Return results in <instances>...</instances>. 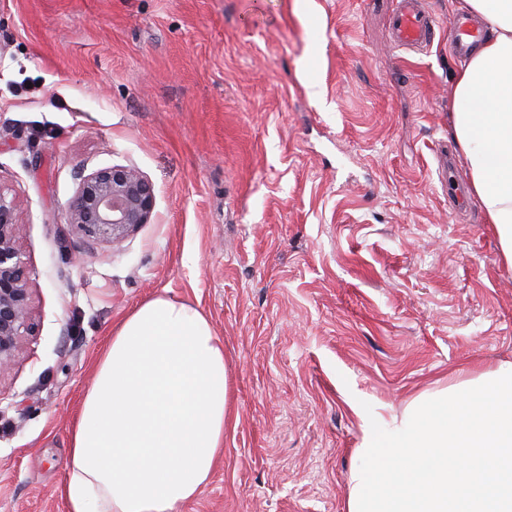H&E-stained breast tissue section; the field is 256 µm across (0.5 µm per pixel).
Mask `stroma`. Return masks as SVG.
Masks as SVG:
<instances>
[{"label":"stroma","instance_id":"obj_1","mask_svg":"<svg viewBox=\"0 0 512 512\" xmlns=\"http://www.w3.org/2000/svg\"><path fill=\"white\" fill-rule=\"evenodd\" d=\"M0 0V188L17 196L31 321L0 374V512H65L69 428L117 322L158 295L224 341L238 424L181 512H346L363 421L512 362V269L474 196L450 203L455 0L430 49L393 0ZM129 166L151 223L66 220ZM151 180L137 169L113 165L82 179L67 207V222L99 241L120 244L150 223L155 209Z\"/></svg>","mask_w":512,"mask_h":512}]
</instances>
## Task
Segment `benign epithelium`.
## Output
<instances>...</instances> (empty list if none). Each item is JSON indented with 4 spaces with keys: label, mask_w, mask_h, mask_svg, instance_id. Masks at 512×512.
I'll return each instance as SVG.
<instances>
[{
    "label": "benign epithelium",
    "mask_w": 512,
    "mask_h": 512,
    "mask_svg": "<svg viewBox=\"0 0 512 512\" xmlns=\"http://www.w3.org/2000/svg\"><path fill=\"white\" fill-rule=\"evenodd\" d=\"M151 180L137 169L113 165L82 179L67 207V223L99 241L119 244L155 209ZM16 198L0 190V373L10 369L28 333L31 292L29 270L19 248L21 225Z\"/></svg>",
    "instance_id": "7a95c632"
}]
</instances>
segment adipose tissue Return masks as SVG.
I'll return each instance as SVG.
<instances>
[{
  "instance_id": "obj_1",
  "label": "adipose tissue",
  "mask_w": 512,
  "mask_h": 512,
  "mask_svg": "<svg viewBox=\"0 0 512 512\" xmlns=\"http://www.w3.org/2000/svg\"><path fill=\"white\" fill-rule=\"evenodd\" d=\"M486 36L454 75L451 127L472 193L512 267V0H460ZM224 342L187 302L124 316L69 437L67 512H180L210 481L231 429Z\"/></svg>"
}]
</instances>
